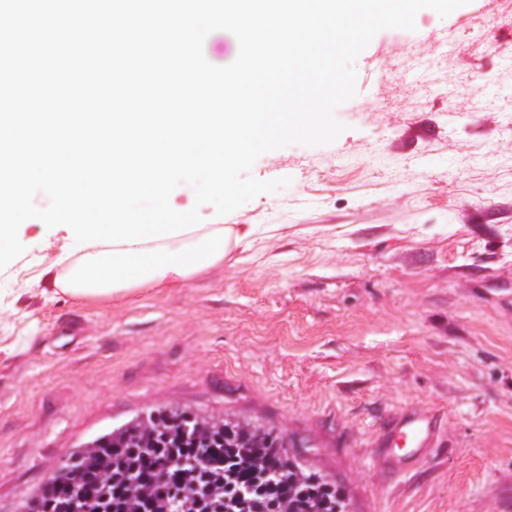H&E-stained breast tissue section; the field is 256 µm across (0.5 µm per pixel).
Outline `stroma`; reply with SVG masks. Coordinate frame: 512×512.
<instances>
[{
  "instance_id": "stroma-1",
  "label": "stroma",
  "mask_w": 512,
  "mask_h": 512,
  "mask_svg": "<svg viewBox=\"0 0 512 512\" xmlns=\"http://www.w3.org/2000/svg\"><path fill=\"white\" fill-rule=\"evenodd\" d=\"M378 32L330 144L262 154L291 183L224 217L257 233L173 287L54 293L64 231L0 269V512L81 443L160 406L274 424L348 512H512V0ZM451 63H444V55ZM445 412L423 462L374 448ZM444 425V414L436 409L407 408L381 423L375 448L388 458L397 448L405 451L404 459L417 461L438 447Z\"/></svg>"
}]
</instances>
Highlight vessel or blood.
Returning a JSON list of instances; mask_svg holds the SVG:
<instances>
[{"label":"vessel or blood","mask_w":512,"mask_h":512,"mask_svg":"<svg viewBox=\"0 0 512 512\" xmlns=\"http://www.w3.org/2000/svg\"><path fill=\"white\" fill-rule=\"evenodd\" d=\"M444 425L445 418L438 410L407 408L381 423L375 446L386 457H393L399 449L416 460L438 447Z\"/></svg>","instance_id":"obj_1"}]
</instances>
